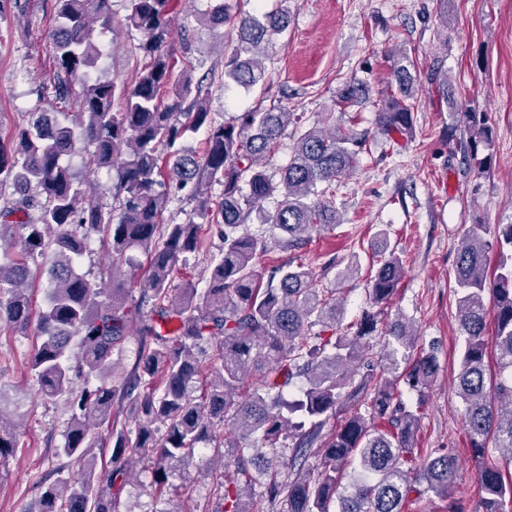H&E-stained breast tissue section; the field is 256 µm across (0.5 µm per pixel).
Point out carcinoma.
Wrapping results in <instances>:
<instances>
[{
  "mask_svg": "<svg viewBox=\"0 0 512 512\" xmlns=\"http://www.w3.org/2000/svg\"><path fill=\"white\" fill-rule=\"evenodd\" d=\"M112 0H55V94L63 110L0 134V184L17 197L0 206V242L20 227L18 250L0 259V324L12 333H34L40 343L27 362L39 395L66 403L70 419L57 457L82 465L73 480L41 477L40 512H120L119 494L129 459L150 463L162 492L168 472L187 468L209 445L227 448L216 476L212 512H409L433 493L444 512H466L453 496L457 457L438 448L414 454L415 433L426 393L439 371L434 351L417 348L402 314L380 325V310L398 290L405 266L379 233L367 288L368 308L346 323L343 298L316 288L301 255L311 233L341 220L333 198L336 181L367 149L354 117L327 127H306L301 116L277 104L257 106L218 120L209 100L214 71L196 79L195 66L177 68L172 48L170 0H125L124 24L141 35L145 63L132 86L86 78L100 54L89 38L90 22L108 27ZM197 25L227 28L224 81L249 89L266 82L261 49L287 18L279 13H230L225 2L196 16ZM408 56H391L395 88L375 112V125L390 138L413 134L417 78ZM365 88L347 81L343 109ZM472 140L467 157L490 145L484 112L463 113ZM292 131H287V128ZM206 131L201 152L183 141ZM292 135L288 163L278 174L264 166L281 140ZM83 141L94 148L99 169L115 171V206L84 201L66 162ZM214 184L219 197L209 194ZM189 190L185 221L165 224L168 206ZM273 208H267L268 203ZM269 235L248 229L252 215ZM206 224L222 227L220 257L208 266V286L173 284L179 261L199 250ZM477 225L462 238L455 262L459 330L464 337L456 392L465 408L469 448L477 458L488 447L507 452L504 465L486 462L477 473L482 512L512 508V224L485 238ZM97 238L112 253V268L145 255L144 275H112L101 288L75 270ZM290 254L263 279L257 265L271 246ZM499 251L490 271L487 255ZM50 252L45 309L34 311L28 261ZM138 296L129 302L132 292ZM493 299L494 331L487 337V298ZM137 323L138 356L130 373L114 376L113 355ZM385 336L378 373L356 376L373 363L370 341ZM302 379L293 398L288 389ZM343 423L333 426L339 413ZM133 422H119L120 415ZM111 425L107 476L88 449L93 426ZM17 447L13 424L0 409V464ZM320 458L321 470L306 471ZM262 492H254L255 485Z\"/></svg>",
  "mask_w": 512,
  "mask_h": 512,
  "instance_id": "obj_1",
  "label": "carcinoma"
}]
</instances>
